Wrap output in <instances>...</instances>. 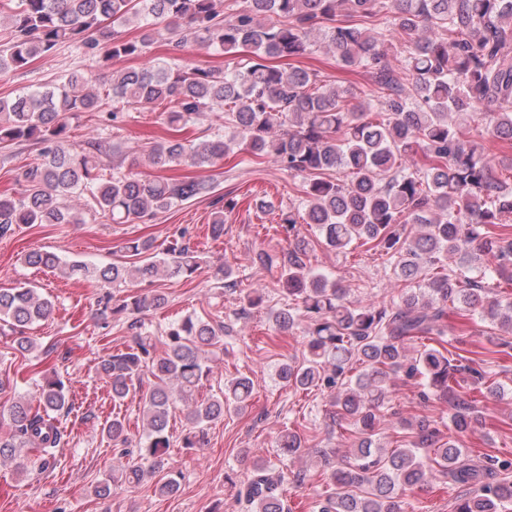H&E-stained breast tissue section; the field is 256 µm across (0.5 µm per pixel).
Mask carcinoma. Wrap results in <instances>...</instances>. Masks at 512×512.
Listing matches in <instances>:
<instances>
[{"label": "carcinoma", "mask_w": 512, "mask_h": 512, "mask_svg": "<svg viewBox=\"0 0 512 512\" xmlns=\"http://www.w3.org/2000/svg\"><path fill=\"white\" fill-rule=\"evenodd\" d=\"M234 12L224 0H0L10 25L0 45V75L27 69L68 43L106 63L139 58L156 43L172 56L188 45L235 55L248 52L230 72L220 66L157 65L112 72L102 94L77 69L55 87L0 99V151L24 143L39 146V159L21 172L22 196L0 195V238L31 224H83L66 200L88 197L89 211L105 224L146 221L215 189L192 176L143 175L103 158L117 150L91 139L69 147L68 117L78 112L112 124L129 106L163 107V136L146 155L160 169L215 167L274 161L303 183L304 196L281 214L292 236L283 259L259 255L262 266L280 264L286 302L271 319L285 333L304 326L303 362H284L277 376L294 391L329 393L332 420L345 423L353 447L336 462V449L317 451L325 497L318 512H404L399 491L423 487L440 472L466 489L455 512H502L512 503V461L486 456L470 462L463 437L479 423L476 394L497 395L482 364L448 350V310L461 305L482 320L512 332V156L490 154L485 140L512 148V0H241ZM134 26L138 34L123 35ZM325 45L342 69L362 72L361 86L323 84L304 68L279 61L303 57ZM224 110V133L196 141L187 127L206 112ZM484 127L466 136L460 122ZM209 233L224 235V213L236 208L218 196ZM315 225L326 246L344 252L357 243L393 259L398 294L380 303L350 296L349 289L312 266L298 221ZM128 257L106 266L67 263L56 253L33 250L25 263L64 268L103 286L132 288L168 278H190L200 256L176 240L160 250L151 238L121 247ZM230 265L212 277L236 287ZM165 302L157 292L100 299L102 312L125 314L139 330L136 346L98 365L123 401L144 372L154 378L144 397L146 426L138 458L111 483L135 489L155 483L161 495L180 488L169 462L168 425L183 405L185 448L207 445L205 426L251 406L252 382L238 376L204 399L208 354L224 343V326L187 315L163 329L166 350L155 353L153 334L140 331L139 316ZM51 300L30 285L0 288V326L11 331L49 317ZM413 380L422 396L448 405L451 433L426 418L398 422L403 444L375 443L397 379ZM65 384L44 378L35 394L8 410L11 438L0 440V465L24 471L22 454L44 469L64 443L58 415L70 413ZM102 432L128 442L126 419L116 415ZM290 459L309 454L304 437L290 428L278 437ZM288 473L261 456L239 490L252 512H285Z\"/></svg>", "instance_id": "cac0c4a2"}]
</instances>
